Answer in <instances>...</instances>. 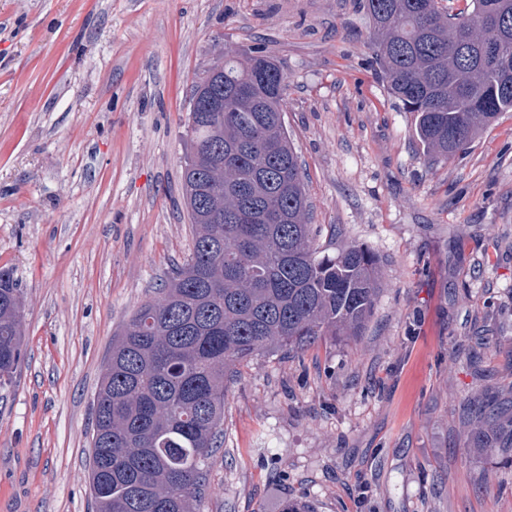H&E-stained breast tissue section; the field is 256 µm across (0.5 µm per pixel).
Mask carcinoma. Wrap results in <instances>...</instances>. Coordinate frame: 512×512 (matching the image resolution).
I'll list each match as a JSON object with an SVG mask.
<instances>
[{
	"instance_id": "cac0c4a2",
	"label": "carcinoma",
	"mask_w": 512,
	"mask_h": 512,
	"mask_svg": "<svg viewBox=\"0 0 512 512\" xmlns=\"http://www.w3.org/2000/svg\"><path fill=\"white\" fill-rule=\"evenodd\" d=\"M375 65L426 156L463 151L512 112V0H361ZM508 42V62L489 56ZM288 75L265 50L227 53L192 86L182 198L195 229L160 296L112 341L95 395L96 512H199L222 439L224 381L262 351L361 334L379 260L318 256L288 138ZM23 297L0 270V380L21 358Z\"/></svg>"
}]
</instances>
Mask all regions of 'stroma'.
<instances>
[{"label": "stroma", "instance_id": "1", "mask_svg": "<svg viewBox=\"0 0 512 512\" xmlns=\"http://www.w3.org/2000/svg\"><path fill=\"white\" fill-rule=\"evenodd\" d=\"M263 46L317 246L379 259L361 336L224 385L200 512H512V112L448 161L375 72L358 0H0V269L24 299L0 383V512H95L112 340L189 253L194 82Z\"/></svg>", "mask_w": 512, "mask_h": 512}]
</instances>
